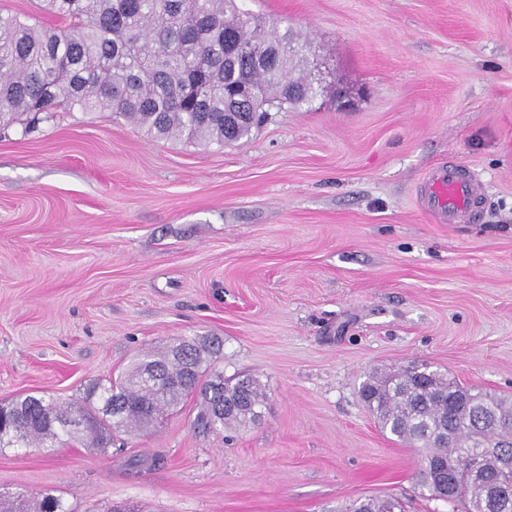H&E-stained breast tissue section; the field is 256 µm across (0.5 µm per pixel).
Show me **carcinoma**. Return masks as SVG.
Masks as SVG:
<instances>
[{"label": "carcinoma", "mask_w": 512, "mask_h": 512, "mask_svg": "<svg viewBox=\"0 0 512 512\" xmlns=\"http://www.w3.org/2000/svg\"><path fill=\"white\" fill-rule=\"evenodd\" d=\"M47 24L0 12V127L30 126L65 106L110 112L166 140L224 146L249 137L271 108H310L323 92L311 39L246 8L243 0H40ZM252 93L230 109L233 91ZM223 344L179 337L115 377L90 385L72 405L26 395L1 405L3 448L77 440L106 455L121 429L147 430L195 397L200 433L244 431L262 417L265 393L248 376L205 374ZM360 399L382 431L414 448L418 487L461 512H512V402L462 387L427 363L370 372ZM6 512H65L46 495L19 494ZM336 512H405L395 496H368Z\"/></svg>", "instance_id": "obj_1"}]
</instances>
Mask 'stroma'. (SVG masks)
I'll use <instances>...</instances> for the list:
<instances>
[{
  "mask_svg": "<svg viewBox=\"0 0 512 512\" xmlns=\"http://www.w3.org/2000/svg\"><path fill=\"white\" fill-rule=\"evenodd\" d=\"M310 33L334 94L225 147L154 140L108 112L0 130V403L80 398L138 353L217 336L261 420L225 441L183 402L147 436L0 451V495L67 512H334L368 495L454 512L358 386L428 363L512 397V0H247ZM470 224L427 210L448 163ZM424 194L430 206L447 217L448 224H466L477 215V202L483 198L480 184L455 165L429 176Z\"/></svg>",
  "mask_w": 512,
  "mask_h": 512,
  "instance_id": "1",
  "label": "stroma"
}]
</instances>
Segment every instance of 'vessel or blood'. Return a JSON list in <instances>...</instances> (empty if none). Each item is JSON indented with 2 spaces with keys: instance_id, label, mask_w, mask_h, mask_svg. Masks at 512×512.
I'll use <instances>...</instances> for the list:
<instances>
[{
  "instance_id": "obj_1",
  "label": "vessel or blood",
  "mask_w": 512,
  "mask_h": 512,
  "mask_svg": "<svg viewBox=\"0 0 512 512\" xmlns=\"http://www.w3.org/2000/svg\"><path fill=\"white\" fill-rule=\"evenodd\" d=\"M424 194L430 206L452 224H463L474 218L478 213L477 202L483 197L480 184L469 172L455 165L429 176Z\"/></svg>"
}]
</instances>
